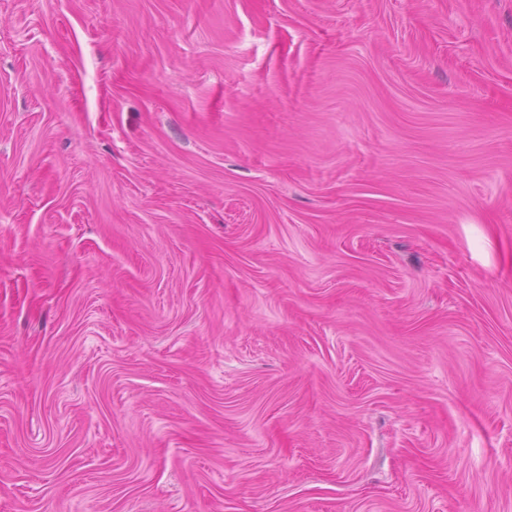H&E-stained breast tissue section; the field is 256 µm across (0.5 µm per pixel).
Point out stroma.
<instances>
[{"instance_id": "obj_1", "label": "stroma", "mask_w": 512, "mask_h": 512, "mask_svg": "<svg viewBox=\"0 0 512 512\" xmlns=\"http://www.w3.org/2000/svg\"><path fill=\"white\" fill-rule=\"evenodd\" d=\"M0 512H512V0H0Z\"/></svg>"}]
</instances>
